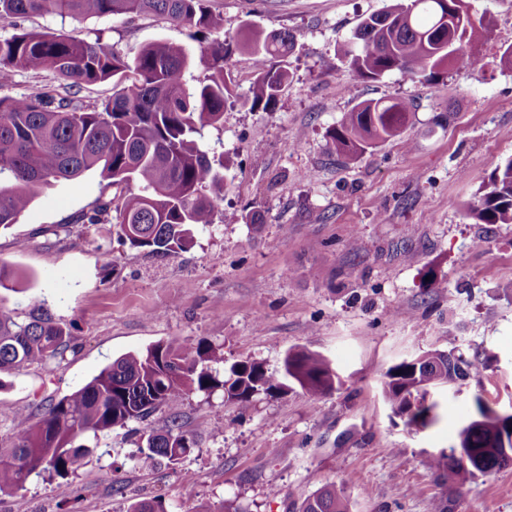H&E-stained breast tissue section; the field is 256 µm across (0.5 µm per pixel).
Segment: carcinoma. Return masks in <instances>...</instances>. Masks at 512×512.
Instances as JSON below:
<instances>
[{"mask_svg": "<svg viewBox=\"0 0 512 512\" xmlns=\"http://www.w3.org/2000/svg\"><path fill=\"white\" fill-rule=\"evenodd\" d=\"M208 0H0V22L37 15L71 17L156 14L174 24L215 32L224 17ZM488 28L466 9L465 0H409L370 14L357 26L344 50L353 77L376 81L394 70L412 75L431 73L460 61L479 75L485 63L465 52L462 41L481 42ZM295 37L254 27L234 38L200 47L207 74L189 87L184 73L194 61L184 47L168 42L144 46L128 58L113 46L55 32L18 31L0 39V82L19 70L51 71L60 88L113 83L112 97L98 103L75 100L51 88L19 98H0V229L17 222L36 194L98 168L115 189L112 197L84 213L88 224L115 222L120 236L134 248L168 257L193 244L192 227L211 224L224 197V161L200 149L197 136L222 124L224 106L236 97L224 77V59L235 51L253 60L255 80L241 104L270 112L288 82V73L272 60L293 51ZM412 104L399 99L365 100L344 113L327 132L336 155L355 159L369 148L402 134ZM477 224H512V158L484 180L467 207ZM71 334L44 309L18 322L0 309V372L64 357ZM224 361L203 340L158 342L127 352L104 367L75 392L49 404L37 419L24 408L9 444L0 443V492L24 500L26 482L45 471L66 475L81 465L90 449L74 445L79 437L143 421L166 409L177 414L193 392L224 390V399L247 408L261 393H284L296 384L312 396L336 388L339 376L329 359L304 349L289 350L276 372L256 360L230 365L219 379L211 364ZM479 373V365L440 350L424 351L390 366L384 374V396L391 412L412 429L436 419L438 404L426 399L428 388ZM475 413L459 430L456 447L436 455L430 466L450 480L475 476L455 449L483 457L502 438L512 444L509 419H479L493 411L474 399ZM196 441L177 419L162 432L144 434L139 454L156 464L176 465L189 456ZM127 512H167L162 499H142ZM298 512H350L343 491L329 484L303 499Z\"/></svg>", "mask_w": 512, "mask_h": 512, "instance_id": "cac0c4a2", "label": "carcinoma"}]
</instances>
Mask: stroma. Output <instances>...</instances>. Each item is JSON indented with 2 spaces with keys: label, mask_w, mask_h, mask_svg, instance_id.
<instances>
[{
  "label": "stroma",
  "mask_w": 512,
  "mask_h": 512,
  "mask_svg": "<svg viewBox=\"0 0 512 512\" xmlns=\"http://www.w3.org/2000/svg\"><path fill=\"white\" fill-rule=\"evenodd\" d=\"M389 0H210L223 33L244 23L289 31L296 47L280 64L289 81L273 111L240 103L254 80L237 52L224 75L237 101L204 128L202 150L223 155L229 184L212 224L193 246L160 258L131 247L112 224L78 217L113 193L98 171L44 189L0 232V261L23 272L0 287V309L17 320L45 304L72 335L63 359L0 375V441L15 412L43 410L80 389L122 354L160 341L204 340L225 363L250 358L268 370L303 348L326 356L341 383L314 397L301 388L260 394L248 408L222 389L193 392L178 414L81 437L91 454L61 478L30 476L28 512H125L162 498L168 512H295L324 485L341 488L351 512H512V468L464 483L428 461L451 447L474 414L475 396L512 412V224H478L466 208L497 164L512 158V0H465L491 36L475 45L485 69L464 64L432 77L395 70L353 80L343 57L360 19ZM20 30L100 40L127 57L166 41L198 51L212 33L157 15L17 18ZM413 100V125L354 160L329 151L327 132L360 101ZM254 212L261 229L244 221ZM425 350L484 362L479 376L430 391L438 421L412 431L383 395L391 364ZM194 436L175 466L139 461L143 430L172 420Z\"/></svg>",
  "instance_id": "obj_1"
}]
</instances>
